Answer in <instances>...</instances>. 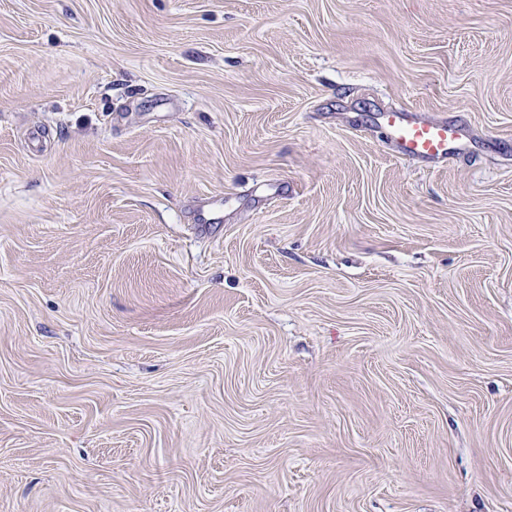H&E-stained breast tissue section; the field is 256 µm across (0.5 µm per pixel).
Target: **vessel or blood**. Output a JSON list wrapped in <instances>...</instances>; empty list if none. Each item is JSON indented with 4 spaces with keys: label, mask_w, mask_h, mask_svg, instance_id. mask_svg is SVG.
Listing matches in <instances>:
<instances>
[{
    "label": "vessel or blood",
    "mask_w": 512,
    "mask_h": 512,
    "mask_svg": "<svg viewBox=\"0 0 512 512\" xmlns=\"http://www.w3.org/2000/svg\"><path fill=\"white\" fill-rule=\"evenodd\" d=\"M393 157L439 164L455 154L464 139L461 126L445 119L424 120L404 109L379 113Z\"/></svg>",
    "instance_id": "1"
}]
</instances>
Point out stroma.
<instances>
[{"label":"stroma","mask_w":512,"mask_h":512,"mask_svg":"<svg viewBox=\"0 0 512 512\" xmlns=\"http://www.w3.org/2000/svg\"><path fill=\"white\" fill-rule=\"evenodd\" d=\"M0 512H512V0H0ZM377 122L387 132L386 143L395 158L439 164L455 154L464 139L454 120H424L404 109L379 112Z\"/></svg>","instance_id":"obj_1"}]
</instances>
